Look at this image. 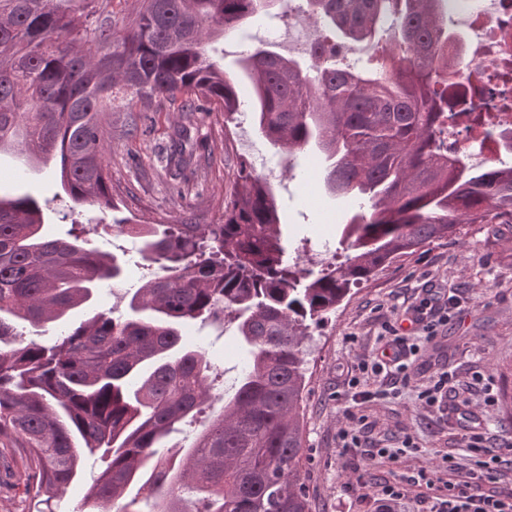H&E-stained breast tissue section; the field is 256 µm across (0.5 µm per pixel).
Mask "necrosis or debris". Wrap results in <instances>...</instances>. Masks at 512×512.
Segmentation results:
<instances>
[{"mask_svg":"<svg viewBox=\"0 0 512 512\" xmlns=\"http://www.w3.org/2000/svg\"><path fill=\"white\" fill-rule=\"evenodd\" d=\"M464 14L467 68L448 88V143L461 157L493 162L503 148L480 122L487 112L512 117V0H468Z\"/></svg>","mask_w":512,"mask_h":512,"instance_id":"necrosis-or-debris-1","label":"necrosis or debris"}]
</instances>
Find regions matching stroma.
<instances>
[{
	"mask_svg": "<svg viewBox=\"0 0 512 512\" xmlns=\"http://www.w3.org/2000/svg\"><path fill=\"white\" fill-rule=\"evenodd\" d=\"M303 0H291L288 15H257L246 23V38H224V71L240 89V107L225 120L219 106L199 99L193 112L181 111L180 101L143 98L133 90L116 89L112 110L101 118L116 218L134 224H219L243 159L264 157L277 162L279 150L258 131L248 81L239 60L250 42L263 40L286 57L306 59L297 49L296 25L304 23L312 38L324 35L323 26L305 17ZM321 158L314 149L297 156L294 170L279 166L270 178L284 205V220L293 239L308 238L304 267L325 266L322 242L338 244V227L357 211L356 197L335 198L320 186ZM34 193L49 198V231L65 235L63 221L70 201L61 194L52 168L22 173L18 160L0 156V193ZM155 266L127 263L119 288L102 289L92 301L68 317L75 324L93 311L128 312V292L154 276ZM462 298L460 312L442 327L410 369V383L397 396L368 407L374 438L394 439L412 434L417 453L404 458L398 470L410 474L430 468L443 454L466 460L457 440L455 417L428 412L417 400L419 388L437 372H453L456 390H465L473 368L491 374L498 401L485 416L488 443L498 447L512 441V224H467L457 241L436 242L419 254L362 283L335 313L312 330L306 354L308 384L303 402L304 448L301 480L312 512H375L376 483L391 478L395 469L379 464L365 474L361 491L348 490L355 481L353 455H342L336 431L357 404L337 396L343 368L357 357H373L385 333L405 310L426 293ZM187 341L206 337L219 358L217 391L232 395L238 377L239 340L234 324L185 329Z\"/></svg>",
	"mask_w": 512,
	"mask_h": 512,
	"instance_id": "35a3bbf8",
	"label": "stroma"
}]
</instances>
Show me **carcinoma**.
<instances>
[{"instance_id":"1","label":"carcinoma","mask_w":512,"mask_h":512,"mask_svg":"<svg viewBox=\"0 0 512 512\" xmlns=\"http://www.w3.org/2000/svg\"><path fill=\"white\" fill-rule=\"evenodd\" d=\"M466 0H306L324 37L305 67L259 43L240 65L259 131L291 156L322 155L330 196L368 209L341 228L348 254L315 274L290 250L272 187L243 160L222 224H126L161 275L135 289L127 315L101 310L47 344L35 327L64 321L98 287L117 284L116 257L89 246L86 225L45 230L43 199L0 194V438L18 440L12 487L42 505L102 462L78 512H101L135 484L148 510L311 512L301 482L306 340L353 287L465 224H512V164L468 168L448 148V82L462 51L445 18ZM288 0H143L112 29L92 0H0V155L53 165L74 203L112 205L99 116L121 85L146 97L221 105L238 86L208 44ZM95 38L84 43L80 24ZM368 42L375 67L338 68L336 46ZM236 323L244 351L234 394L194 435L169 443L211 398L206 349L182 341L190 322Z\"/></svg>"}]
</instances>
